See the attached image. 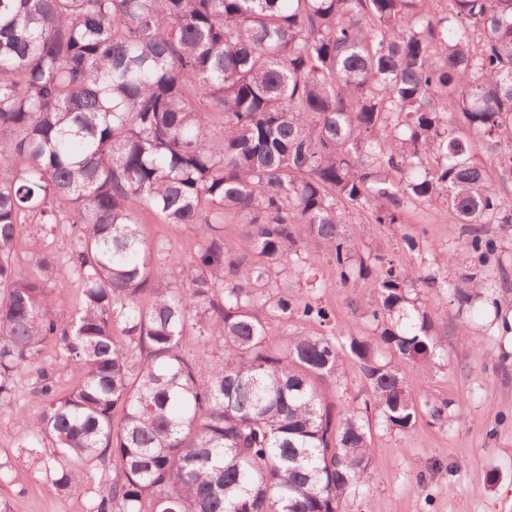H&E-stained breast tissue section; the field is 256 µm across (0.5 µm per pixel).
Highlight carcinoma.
<instances>
[{
    "instance_id": "carcinoma-1",
    "label": "carcinoma",
    "mask_w": 512,
    "mask_h": 512,
    "mask_svg": "<svg viewBox=\"0 0 512 512\" xmlns=\"http://www.w3.org/2000/svg\"><path fill=\"white\" fill-rule=\"evenodd\" d=\"M427 2L0 0V411L35 377L44 408L17 447L56 493L96 487L89 512H346L371 481L372 421L452 418L401 371L439 365L418 287L437 278L343 231L348 204L399 224L419 203L472 225L487 259L478 225L512 224L488 176L512 180V0ZM145 210L192 225L193 255L150 240ZM229 214L248 218L234 254ZM26 215L72 229L33 277L14 255ZM311 243L344 284L376 273L370 333L292 330L274 349L268 320L328 319L290 292ZM54 288L81 294L65 319ZM189 331L217 351L186 352ZM48 342L76 375L64 395ZM345 356L365 398L338 410L323 384Z\"/></svg>"
}]
</instances>
